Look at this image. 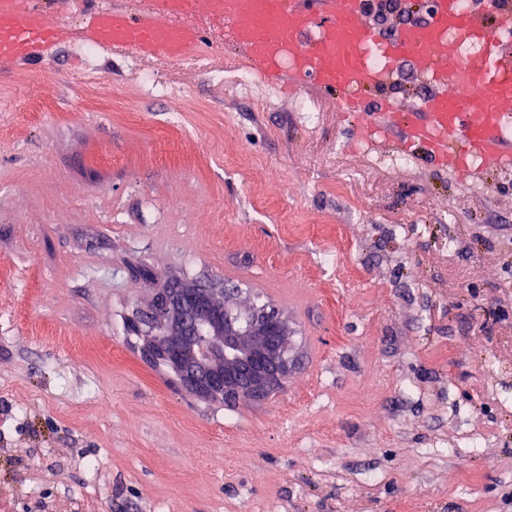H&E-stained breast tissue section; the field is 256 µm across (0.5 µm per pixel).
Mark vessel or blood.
I'll use <instances>...</instances> for the list:
<instances>
[{"instance_id":"obj_1","label":"vessel or blood","mask_w":512,"mask_h":512,"mask_svg":"<svg viewBox=\"0 0 512 512\" xmlns=\"http://www.w3.org/2000/svg\"><path fill=\"white\" fill-rule=\"evenodd\" d=\"M372 0H120L89 7L82 26L55 19L43 0H0V69L49 57L81 41L169 63L200 41L207 15L257 80L315 85L357 120L358 142L398 132L401 150L476 176L484 163L512 169V0H432L428 20L392 35L368 20ZM404 58L430 89L407 112L387 91Z\"/></svg>"}]
</instances>
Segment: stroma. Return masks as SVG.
<instances>
[{
    "label": "stroma",
    "mask_w": 512,
    "mask_h": 512,
    "mask_svg": "<svg viewBox=\"0 0 512 512\" xmlns=\"http://www.w3.org/2000/svg\"><path fill=\"white\" fill-rule=\"evenodd\" d=\"M198 25L201 70H0L10 512H512V176L353 147L333 96L242 81ZM175 277L287 316L278 397L202 401L142 357L128 319Z\"/></svg>",
    "instance_id": "obj_1"
}]
</instances>
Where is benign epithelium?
Returning <instances> with one entry per match:
<instances>
[{"label":"benign epithelium","instance_id":"1","mask_svg":"<svg viewBox=\"0 0 512 512\" xmlns=\"http://www.w3.org/2000/svg\"><path fill=\"white\" fill-rule=\"evenodd\" d=\"M228 289L178 281L155 292L134 319L141 352L166 365L192 394L215 402L267 400L294 367L290 327L273 307L242 312Z\"/></svg>","mask_w":512,"mask_h":512}]
</instances>
